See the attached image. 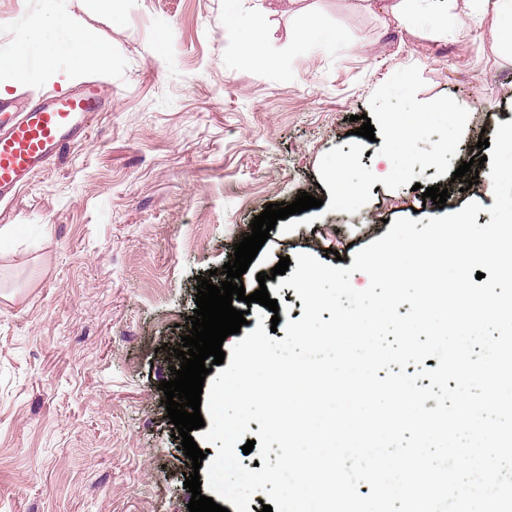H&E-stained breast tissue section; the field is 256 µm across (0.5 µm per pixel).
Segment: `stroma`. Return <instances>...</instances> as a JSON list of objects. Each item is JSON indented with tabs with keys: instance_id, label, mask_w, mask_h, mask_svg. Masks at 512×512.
I'll return each instance as SVG.
<instances>
[{
	"instance_id": "35a3bbf8",
	"label": "stroma",
	"mask_w": 512,
	"mask_h": 512,
	"mask_svg": "<svg viewBox=\"0 0 512 512\" xmlns=\"http://www.w3.org/2000/svg\"><path fill=\"white\" fill-rule=\"evenodd\" d=\"M227 0H126L121 19L97 0H0V53L47 21L109 49L94 68L17 84L12 96L94 78L112 109L87 142L35 174L0 212V512H188L186 457L163 404L197 280L222 268L267 204L299 193L330 200L323 155L350 143L374 91L417 67V98L449 96L469 119L451 168L490 155L479 138L512 122V62L492 48L512 19L398 21L364 0H240L264 14L269 63L245 57L225 26ZM166 39H159V32ZM475 186L444 208L424 188L374 183L359 215L312 208L278 221L242 276L246 293L280 258L308 253L350 267L390 221L461 210L487 225L494 197Z\"/></svg>"
}]
</instances>
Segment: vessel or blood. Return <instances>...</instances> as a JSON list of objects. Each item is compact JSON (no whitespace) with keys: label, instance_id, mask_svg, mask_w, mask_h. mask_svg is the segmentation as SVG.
<instances>
[{"label":"vessel or blood","instance_id":"obj_1","mask_svg":"<svg viewBox=\"0 0 512 512\" xmlns=\"http://www.w3.org/2000/svg\"><path fill=\"white\" fill-rule=\"evenodd\" d=\"M110 101L100 81L33 98L30 104L0 98V201L12 200L32 175L72 145L88 140Z\"/></svg>","mask_w":512,"mask_h":512}]
</instances>
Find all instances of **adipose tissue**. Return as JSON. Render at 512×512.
I'll return each mask as SVG.
<instances>
[{"label":"adipose tissue","instance_id":"obj_1","mask_svg":"<svg viewBox=\"0 0 512 512\" xmlns=\"http://www.w3.org/2000/svg\"><path fill=\"white\" fill-rule=\"evenodd\" d=\"M64 45L70 49V65L75 70L98 64L108 55L107 47L88 33L70 31L63 35L55 27H44L17 42L11 54L0 56V94L6 93L14 83L50 76L53 71V58ZM34 46L44 56V67L39 72L28 69L25 65L27 53Z\"/></svg>","mask_w":512,"mask_h":512}]
</instances>
